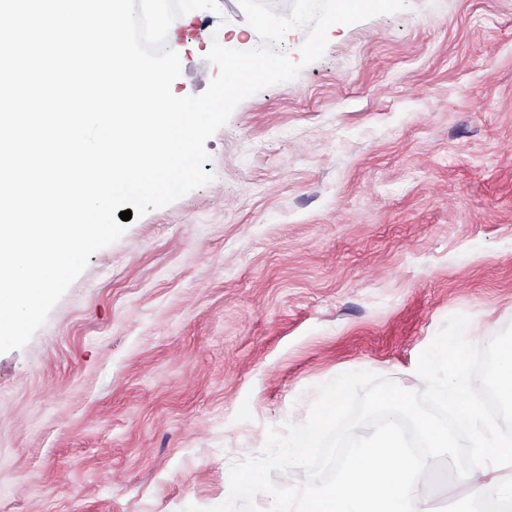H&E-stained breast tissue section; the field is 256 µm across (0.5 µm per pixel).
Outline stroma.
<instances>
[{
	"mask_svg": "<svg viewBox=\"0 0 512 512\" xmlns=\"http://www.w3.org/2000/svg\"><path fill=\"white\" fill-rule=\"evenodd\" d=\"M195 15L171 90L203 93L238 0ZM212 180L129 220L0 354V512H185L364 370L411 388L452 315L512 324V0H408L328 31L241 101ZM437 512H483L436 467Z\"/></svg>",
	"mask_w": 512,
	"mask_h": 512,
	"instance_id": "obj_1",
	"label": "stroma"
}]
</instances>
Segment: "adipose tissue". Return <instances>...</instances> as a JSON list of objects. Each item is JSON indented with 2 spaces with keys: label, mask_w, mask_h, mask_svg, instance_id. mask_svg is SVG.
I'll return each instance as SVG.
<instances>
[{
  "label": "adipose tissue",
  "mask_w": 512,
  "mask_h": 512,
  "mask_svg": "<svg viewBox=\"0 0 512 512\" xmlns=\"http://www.w3.org/2000/svg\"><path fill=\"white\" fill-rule=\"evenodd\" d=\"M462 390V385L447 384L439 389L438 395L442 403L456 408L468 423L471 446L482 463L458 469L454 481L477 502L511 498L512 436L487 424L480 411L463 399Z\"/></svg>",
  "instance_id": "1"
}]
</instances>
